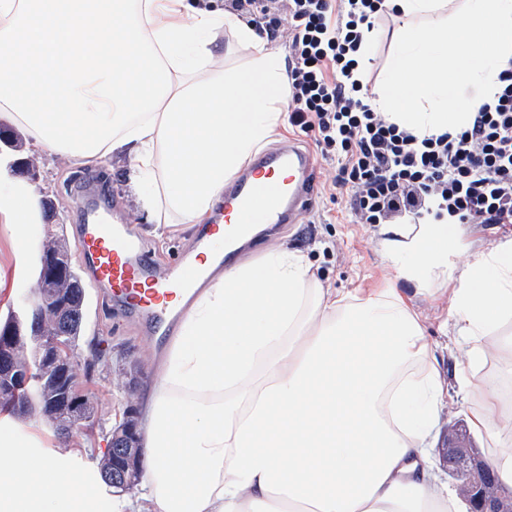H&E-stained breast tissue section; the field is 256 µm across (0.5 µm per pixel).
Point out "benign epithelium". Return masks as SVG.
I'll return each instance as SVG.
<instances>
[{
  "label": "benign epithelium",
  "mask_w": 512,
  "mask_h": 512,
  "mask_svg": "<svg viewBox=\"0 0 512 512\" xmlns=\"http://www.w3.org/2000/svg\"><path fill=\"white\" fill-rule=\"evenodd\" d=\"M40 271L37 297L24 303L18 316L31 322L32 336H22L20 326L7 323L0 326V392L13 395L16 402L26 405V398L34 376L42 375L46 368L55 371V392L41 405L43 414L52 416L58 409H66L72 424L62 432L81 425L90 404L88 395L78 388V361L64 336L70 321L68 297L58 290L65 280L69 261L57 252L45 248L38 260ZM33 340L30 359L18 363L16 345L22 340ZM439 464L448 477L457 482L460 493L467 501L470 512H512V494L488 482V471L476 449L469 444L467 430L459 424L448 426V439L436 448ZM142 454L137 426L130 425L125 440L113 451L112 483L121 484L136 458Z\"/></svg>",
  "instance_id": "benign-epithelium-1"
}]
</instances>
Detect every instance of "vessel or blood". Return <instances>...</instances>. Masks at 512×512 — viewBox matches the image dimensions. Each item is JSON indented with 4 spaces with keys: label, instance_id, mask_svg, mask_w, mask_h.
<instances>
[{
    "label": "vessel or blood",
    "instance_id": "1",
    "mask_svg": "<svg viewBox=\"0 0 512 512\" xmlns=\"http://www.w3.org/2000/svg\"><path fill=\"white\" fill-rule=\"evenodd\" d=\"M316 194L314 162L307 151L291 143L278 152L260 154L227 188L223 210L207 224L197 247L210 249L212 236L219 235L225 249L237 251L251 225L295 223L300 213L314 208ZM79 244L95 280L148 320L159 336L174 331L169 307L173 294L191 291L205 280V269L192 259L155 273L149 251L104 213L88 214Z\"/></svg>",
    "mask_w": 512,
    "mask_h": 512
}]
</instances>
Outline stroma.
Masks as SVG:
<instances>
[{"mask_svg": "<svg viewBox=\"0 0 512 512\" xmlns=\"http://www.w3.org/2000/svg\"><path fill=\"white\" fill-rule=\"evenodd\" d=\"M402 24V19L388 15L379 17L374 23L373 48L362 60L370 92H377L381 85L391 60L394 34ZM291 139L300 142L316 162V205L311 212L300 215L296 223L280 225L270 235L256 234L254 259H261L267 250L282 245L307 259L322 287L350 296H363L387 287L398 289L418 317L424 340L450 390L437 427L439 436H446L449 425L469 421L470 412L477 405L476 400L464 402L455 394L464 365L453 342L454 320L447 295L420 293L411 284L395 278L381 255L377 225L355 223L346 194L333 186L336 165L322 157L321 148L313 137L298 133L286 123L279 127L267 147L272 150ZM23 143L24 157L32 160L38 170L33 187L40 196L52 200L54 212L43 215L40 224L33 226L35 250L27 257L28 271L18 279L14 288L0 292V319L19 310L24 300L36 296V251L50 237L63 235L75 268L81 272L86 269L76 240L68 230L70 217L77 207L75 184L86 168L66 156L48 153L36 146L31 138H24ZM132 165V156L125 154L103 161L100 168L107 174L113 197L122 204V220L160 254L162 263H176L191 249L202 227L181 224L173 228L151 223L135 202L130 184ZM506 239H512V224L466 225L463 247L458 254L459 264H466L473 252L490 250ZM84 328L85 338L76 350L79 388L95 403L94 431L79 427L63 437L52 422L36 413L16 415L12 421L36 434L48 446L59 438H66L73 450L86 452L87 462L96 467L106 448L109 431L122 421L128 405L139 404L146 383L154 377L156 366L165 353L167 342L154 336L144 322L130 317L96 288L88 289L86 294ZM93 337L100 340L102 347L108 348V356L95 358L89 343Z\"/></svg>", "mask_w": 512, "mask_h": 512, "instance_id": "1", "label": "stroma"}]
</instances>
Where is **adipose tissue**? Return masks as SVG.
I'll use <instances>...</instances> for the list:
<instances>
[{
    "label": "adipose tissue",
    "instance_id": "ef3b65f1",
    "mask_svg": "<svg viewBox=\"0 0 512 512\" xmlns=\"http://www.w3.org/2000/svg\"><path fill=\"white\" fill-rule=\"evenodd\" d=\"M226 30L252 50L248 66L215 67ZM288 97L283 55L216 0H0V121L85 164L130 150L153 215L202 221ZM0 216L23 256L39 195L10 182ZM378 245L396 279L423 293L451 285L470 368L492 347L512 374V239L462 266L457 224H385ZM179 302L141 407L147 512H461L431 454L448 389L398 292L332 293L303 256L277 249ZM460 390L478 395L471 425L512 491V404L493 380ZM72 457L0 424V512H131L94 496Z\"/></svg>",
    "mask_w": 512,
    "mask_h": 512
}]
</instances>
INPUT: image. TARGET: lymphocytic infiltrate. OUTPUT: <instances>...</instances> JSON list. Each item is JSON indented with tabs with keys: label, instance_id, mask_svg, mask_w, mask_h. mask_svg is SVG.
<instances>
[{
	"label": "lymphocytic infiltrate",
	"instance_id": "1",
	"mask_svg": "<svg viewBox=\"0 0 512 512\" xmlns=\"http://www.w3.org/2000/svg\"><path fill=\"white\" fill-rule=\"evenodd\" d=\"M385 0H224L284 40L289 121L336 161L356 223L512 224V67L461 130L419 136L374 110L355 73Z\"/></svg>",
	"mask_w": 512,
	"mask_h": 512
}]
</instances>
